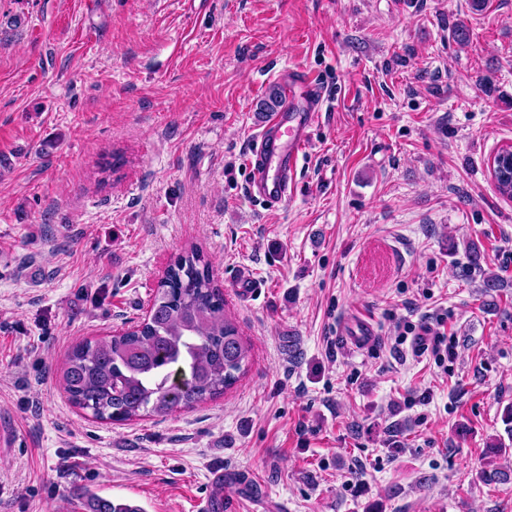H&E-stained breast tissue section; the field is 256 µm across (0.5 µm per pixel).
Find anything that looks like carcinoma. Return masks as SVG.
<instances>
[{"mask_svg": "<svg viewBox=\"0 0 512 512\" xmlns=\"http://www.w3.org/2000/svg\"><path fill=\"white\" fill-rule=\"evenodd\" d=\"M503 280L490 275L484 294L496 306ZM249 349L225 314L210 261L192 246L164 271L150 314L119 334L77 344L61 385L75 407L94 419L123 423L144 414L168 415L216 399L246 372ZM487 485L512 482V469H483ZM72 495L87 512H144L130 501L83 488Z\"/></svg>", "mask_w": 512, "mask_h": 512, "instance_id": "obj_1", "label": "carcinoma"}]
</instances>
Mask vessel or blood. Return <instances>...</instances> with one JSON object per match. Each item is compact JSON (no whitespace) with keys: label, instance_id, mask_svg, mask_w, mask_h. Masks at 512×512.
Here are the masks:
<instances>
[{"label":"vessel or blood","instance_id":"vessel-or-blood-1","mask_svg":"<svg viewBox=\"0 0 512 512\" xmlns=\"http://www.w3.org/2000/svg\"><path fill=\"white\" fill-rule=\"evenodd\" d=\"M278 82L281 104L267 114L249 160L252 173L249 192L270 203L288 199L295 192V172L308 147L310 130L324 104L319 79L312 73L293 69L283 71L278 75ZM373 333L372 319L364 313L351 317L344 331L347 342L357 348L363 347ZM210 482L215 493L205 500L202 512H222L223 468L211 470Z\"/></svg>","mask_w":512,"mask_h":512}]
</instances>
